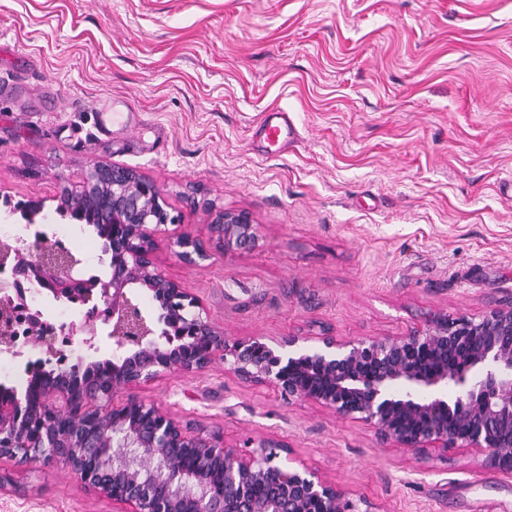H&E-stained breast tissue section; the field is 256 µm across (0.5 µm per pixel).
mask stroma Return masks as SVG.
<instances>
[{
	"label": "stroma",
	"mask_w": 512,
	"mask_h": 512,
	"mask_svg": "<svg viewBox=\"0 0 512 512\" xmlns=\"http://www.w3.org/2000/svg\"><path fill=\"white\" fill-rule=\"evenodd\" d=\"M278 110L298 138L268 157ZM96 164L159 189L178 222L156 266L226 342L403 336L510 305L512 0H0V240L33 236L17 202L52 232ZM219 210L248 212L259 246H212ZM67 226L84 277L108 280L95 228ZM180 234L209 257L178 260ZM121 395L228 446L275 436L377 512H512V476L478 452L400 447L220 358ZM0 512L113 509L59 462L3 458Z\"/></svg>",
	"instance_id": "35a3bbf8"
}]
</instances>
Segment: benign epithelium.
I'll use <instances>...</instances> for the list:
<instances>
[{"instance_id":"obj_1","label":"benign epithelium","mask_w":512,"mask_h":512,"mask_svg":"<svg viewBox=\"0 0 512 512\" xmlns=\"http://www.w3.org/2000/svg\"><path fill=\"white\" fill-rule=\"evenodd\" d=\"M87 209L109 230L108 282L84 278L82 260L45 233L31 243L0 245V353L23 355L9 311L26 306L34 286L78 308L87 334L86 357L71 365L57 346L66 325L32 314L27 341L41 355L21 363L23 394L0 388V458L19 466L61 460L118 512H373L368 502L358 510L346 491L292 459L281 461L276 449L285 444L273 436L227 447L153 404L114 401L119 390L161 372L199 373L220 352L238 378L358 415L384 440L412 450L474 448L483 467L512 475V305L471 318L437 314L406 336L324 337L301 351L292 350L297 336L228 345L200 300L155 265L154 237L167 233L175 217L153 182L95 164L79 192L61 191L57 206L72 220ZM211 227L226 254L259 246L258 225L247 212H218ZM173 244L185 263L209 257L205 244L188 235ZM141 291L158 303L157 314L142 313ZM99 323L122 351L110 363L95 359ZM81 370L91 376L77 390L72 375Z\"/></svg>"}]
</instances>
